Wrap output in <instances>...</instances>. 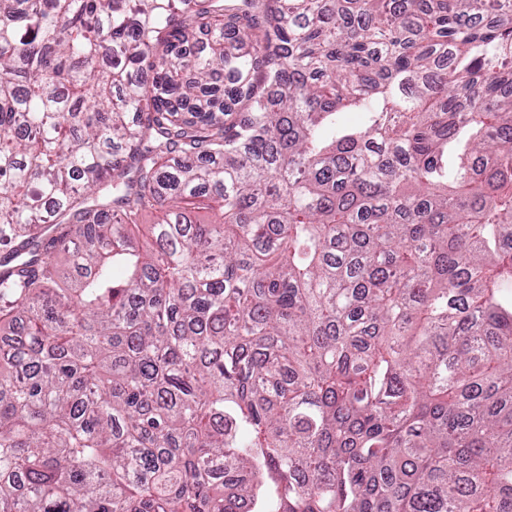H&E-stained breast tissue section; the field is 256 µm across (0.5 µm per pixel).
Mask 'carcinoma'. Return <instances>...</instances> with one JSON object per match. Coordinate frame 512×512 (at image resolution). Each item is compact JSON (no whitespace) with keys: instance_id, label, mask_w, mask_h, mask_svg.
<instances>
[{"instance_id":"1","label":"carcinoma","mask_w":512,"mask_h":512,"mask_svg":"<svg viewBox=\"0 0 512 512\" xmlns=\"http://www.w3.org/2000/svg\"><path fill=\"white\" fill-rule=\"evenodd\" d=\"M0 512H512V0H0Z\"/></svg>"}]
</instances>
